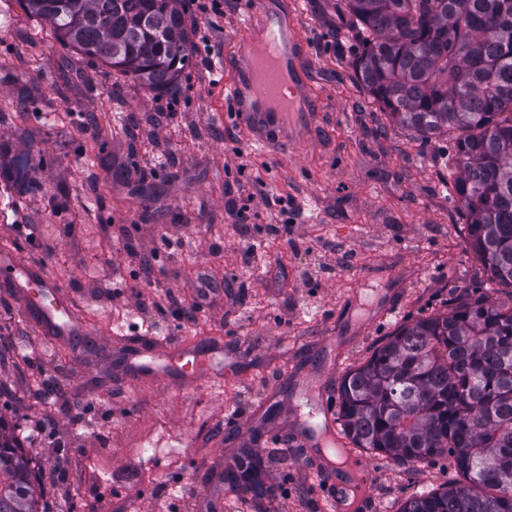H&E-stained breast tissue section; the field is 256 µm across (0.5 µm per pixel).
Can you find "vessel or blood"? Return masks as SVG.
Returning a JSON list of instances; mask_svg holds the SVG:
<instances>
[{
    "label": "vessel or blood",
    "instance_id": "obj_1",
    "mask_svg": "<svg viewBox=\"0 0 512 512\" xmlns=\"http://www.w3.org/2000/svg\"><path fill=\"white\" fill-rule=\"evenodd\" d=\"M247 19L251 34L234 60L239 78L230 93L229 111L240 123L255 128L258 142L281 146L293 134L289 113L312 109L301 78L307 55L287 15L274 12L270 0H253ZM0 283L16 289L37 287L39 301L26 303L25 310L37 316L53 339L84 335L66 292L43 267L13 253L0 256ZM128 350L147 373L153 372L155 361H167V377L179 387L192 386L210 372L208 353L193 348L132 341ZM323 472L322 496L334 512H362L368 498V468L358 465L351 476L329 461Z\"/></svg>",
    "mask_w": 512,
    "mask_h": 512
}]
</instances>
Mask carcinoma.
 Here are the masks:
<instances>
[{
    "label": "carcinoma",
    "mask_w": 512,
    "mask_h": 512,
    "mask_svg": "<svg viewBox=\"0 0 512 512\" xmlns=\"http://www.w3.org/2000/svg\"><path fill=\"white\" fill-rule=\"evenodd\" d=\"M58 42L152 89L176 84L191 39L178 0H22ZM362 43L356 79L397 125L456 133L466 235L490 282L512 289V0H340ZM354 448L421 463L448 454L466 484L399 512H512V292L403 325L340 389ZM0 419V512H43L29 458ZM240 450L233 487L260 483Z\"/></svg>",
    "instance_id": "cac0c4a2"
}]
</instances>
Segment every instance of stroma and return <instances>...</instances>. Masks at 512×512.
<instances>
[{"label":"stroma","mask_w":512,"mask_h":512,"mask_svg":"<svg viewBox=\"0 0 512 512\" xmlns=\"http://www.w3.org/2000/svg\"><path fill=\"white\" fill-rule=\"evenodd\" d=\"M281 6L307 50L313 109L303 141L260 147L224 119L243 0L206 15L182 0L192 63L160 91L61 47L21 0H0V253L45 267L95 333L91 353L50 341L0 291V418L37 462L47 512H321L311 457L289 443L300 420L322 418L317 386L338 403L342 376L399 327L487 290L463 234L453 138L422 140L371 101L338 0ZM245 191L300 209L292 243L245 256L234 229ZM143 259L174 299L201 303L196 324L138 310ZM205 274L236 275L241 298L199 299ZM132 339L219 345L224 374L191 390L130 380ZM230 416L250 442L226 429ZM47 420L55 435L29 442ZM246 445L263 461L261 487L225 486ZM358 456L374 512L460 480L446 455Z\"/></svg>","instance_id":"obj_1"}]
</instances>
